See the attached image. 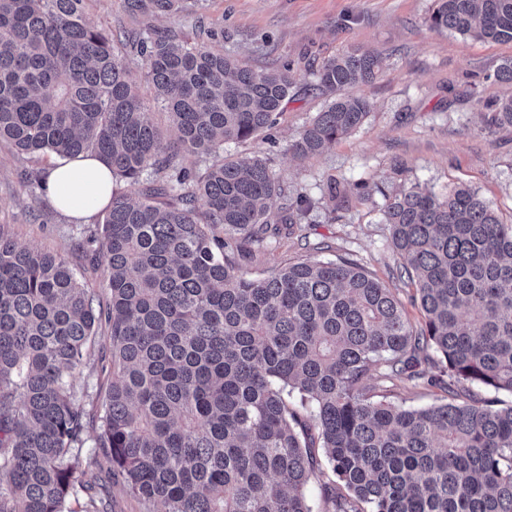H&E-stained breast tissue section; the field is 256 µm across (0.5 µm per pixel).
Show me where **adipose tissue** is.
Here are the masks:
<instances>
[{
    "instance_id": "obj_1",
    "label": "adipose tissue",
    "mask_w": 512,
    "mask_h": 512,
    "mask_svg": "<svg viewBox=\"0 0 512 512\" xmlns=\"http://www.w3.org/2000/svg\"><path fill=\"white\" fill-rule=\"evenodd\" d=\"M47 193L65 215L84 221L105 208L112 194V171L98 156L81 154L53 161Z\"/></svg>"
}]
</instances>
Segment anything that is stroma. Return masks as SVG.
Here are the masks:
<instances>
[{
	"mask_svg": "<svg viewBox=\"0 0 512 512\" xmlns=\"http://www.w3.org/2000/svg\"><path fill=\"white\" fill-rule=\"evenodd\" d=\"M434 0H204L176 16L127 15L120 0H93L91 25L113 32L145 26L193 32L202 24L222 33L224 53L256 72L290 66L291 96L278 125L268 134L224 146L228 156L266 159L290 194L315 199L301 236L270 244L248 265L260 275L311 256L328 242L329 258L358 261L403 302L411 321L422 324L414 288L398 273V259L384 222L387 195L420 185L435 194L464 184L477 191L503 223L512 222V128L485 131L487 103L512 99V83L492 75L512 58V42L463 37L432 25ZM356 50L373 51L381 67L372 81L353 87L370 101L364 123L322 154L295 158L291 149L303 127L338 98L316 76L325 60ZM52 153L22 154L0 139V224L19 244L61 256L82 282L106 299L105 275L86 265L79 249L83 225L57 210L34 187L22 185L25 172L47 170ZM337 182L347 200L335 205L328 185ZM112 346L106 330L91 342L74 386L90 414H99L108 383ZM96 429H88L80 479L92 481L99 512H162L160 504L133 496L109 471Z\"/></svg>",
	"mask_w": 512,
	"mask_h": 512,
	"instance_id": "35a3bbf8",
	"label": "stroma"
}]
</instances>
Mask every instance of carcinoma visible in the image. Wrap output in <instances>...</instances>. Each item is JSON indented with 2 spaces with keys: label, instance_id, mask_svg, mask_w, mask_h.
Listing matches in <instances>:
<instances>
[{
  "label": "carcinoma",
  "instance_id": "1",
  "mask_svg": "<svg viewBox=\"0 0 512 512\" xmlns=\"http://www.w3.org/2000/svg\"><path fill=\"white\" fill-rule=\"evenodd\" d=\"M90 0H0V139L24 153H91L128 191L80 247L104 265L98 311L61 257L19 245L0 225V512H70L87 412L73 386L100 325L111 381L95 445L136 497L164 512H512V224L478 192L417 185L385 199L393 251L424 315L417 327L381 281L350 261L309 259L264 276L252 252L313 207L257 157L224 144L273 129L291 69L255 73L224 49L170 28L135 36L155 101L177 131L162 150L137 79ZM186 0H123L167 17ZM432 23L512 42V0H436ZM380 60L345 53L317 77L330 88L373 80ZM485 128L512 127V100ZM370 102L347 94L292 144L321 153L356 130ZM186 151L218 155L203 169ZM164 171L167 184L133 196ZM283 200L274 213V199ZM435 351L436 374L419 369ZM398 379L448 401L413 408L373 399ZM299 395L289 401L292 393Z\"/></svg>",
  "mask_w": 512,
  "mask_h": 512
}]
</instances>
